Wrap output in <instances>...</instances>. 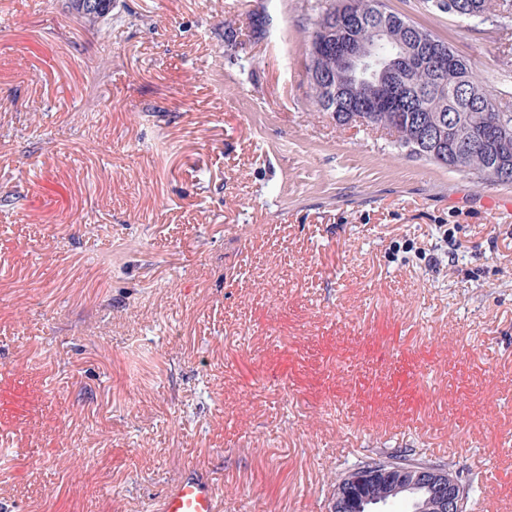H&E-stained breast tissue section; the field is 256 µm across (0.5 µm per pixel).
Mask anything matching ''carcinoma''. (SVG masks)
<instances>
[{
    "instance_id": "obj_1",
    "label": "carcinoma",
    "mask_w": 512,
    "mask_h": 512,
    "mask_svg": "<svg viewBox=\"0 0 512 512\" xmlns=\"http://www.w3.org/2000/svg\"><path fill=\"white\" fill-rule=\"evenodd\" d=\"M85 18L91 22L107 19L112 0H76ZM359 19V28L351 31L338 26V9L331 6L319 15L308 46L309 63L328 76L339 88L348 80L339 69L336 54L314 55L319 38L346 41L353 33L363 40H374V31L384 26L395 37L396 45L413 51L421 49L419 34L423 29L410 20L386 11L381 0H351ZM492 0H433V7L453 16L462 10L471 20L485 21L491 14ZM449 58L448 66L433 64L421 70L403 71L391 96L374 112H363L358 122L353 99L341 93L334 97L310 85L319 111L327 112L340 126H388L396 144L409 155L435 162L453 170L469 171L490 184L512 182V112L502 111L479 85L467 63L440 42ZM388 461L421 463L410 454L382 453L356 461L351 469H365Z\"/></svg>"
}]
</instances>
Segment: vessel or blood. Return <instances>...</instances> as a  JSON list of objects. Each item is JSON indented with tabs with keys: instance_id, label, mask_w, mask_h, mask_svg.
<instances>
[{
	"instance_id": "vessel-or-blood-1",
	"label": "vessel or blood",
	"mask_w": 512,
	"mask_h": 512,
	"mask_svg": "<svg viewBox=\"0 0 512 512\" xmlns=\"http://www.w3.org/2000/svg\"><path fill=\"white\" fill-rule=\"evenodd\" d=\"M180 476L164 494L158 512H220L224 496L191 461L178 460Z\"/></svg>"
}]
</instances>
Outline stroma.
<instances>
[{"label":"stroma","instance_id":"stroma-1","mask_svg":"<svg viewBox=\"0 0 512 512\" xmlns=\"http://www.w3.org/2000/svg\"><path fill=\"white\" fill-rule=\"evenodd\" d=\"M311 0H0V512H330L413 450L512 512V184L336 125ZM512 107V16L383 0ZM235 38H228V31ZM180 476L164 494L159 512H220L224 491L217 492L206 473L189 460L177 461Z\"/></svg>","mask_w":512,"mask_h":512}]
</instances>
